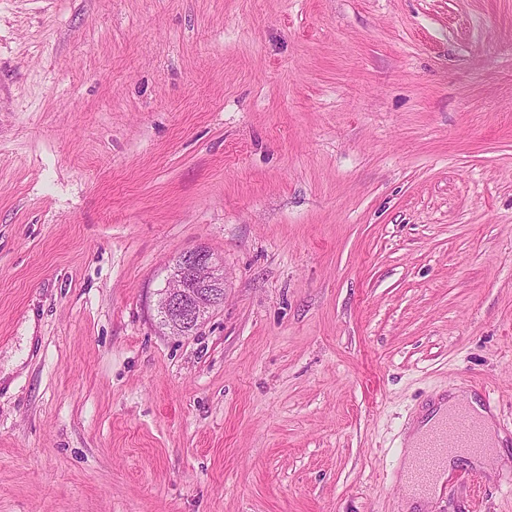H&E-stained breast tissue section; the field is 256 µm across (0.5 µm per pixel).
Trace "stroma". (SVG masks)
Listing matches in <instances>:
<instances>
[{
	"mask_svg": "<svg viewBox=\"0 0 512 512\" xmlns=\"http://www.w3.org/2000/svg\"><path fill=\"white\" fill-rule=\"evenodd\" d=\"M461 385L512 512V0H0V512H400ZM176 265L159 292L157 313L172 333L186 335L224 303V267L206 250L188 252Z\"/></svg>",
	"mask_w": 512,
	"mask_h": 512,
	"instance_id": "obj_1",
	"label": "stroma"
}]
</instances>
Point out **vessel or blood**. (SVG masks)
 Instances as JSON below:
<instances>
[{
	"label": "vessel or blood",
	"instance_id": "b4317fda",
	"mask_svg": "<svg viewBox=\"0 0 512 512\" xmlns=\"http://www.w3.org/2000/svg\"><path fill=\"white\" fill-rule=\"evenodd\" d=\"M483 446L481 430L476 422L458 411L443 415L420 440L416 465L409 480L418 487H426L437 475L449 449L470 448L478 451Z\"/></svg>",
	"mask_w": 512,
	"mask_h": 512
}]
</instances>
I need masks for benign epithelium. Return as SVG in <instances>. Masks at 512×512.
Returning <instances> with one entry per match:
<instances>
[{"label": "benign epithelium", "instance_id": "benign-epithelium-1", "mask_svg": "<svg viewBox=\"0 0 512 512\" xmlns=\"http://www.w3.org/2000/svg\"><path fill=\"white\" fill-rule=\"evenodd\" d=\"M224 303V267L205 250L184 254L167 286L160 290L157 313L171 332L186 335L206 313Z\"/></svg>", "mask_w": 512, "mask_h": 512}]
</instances>
